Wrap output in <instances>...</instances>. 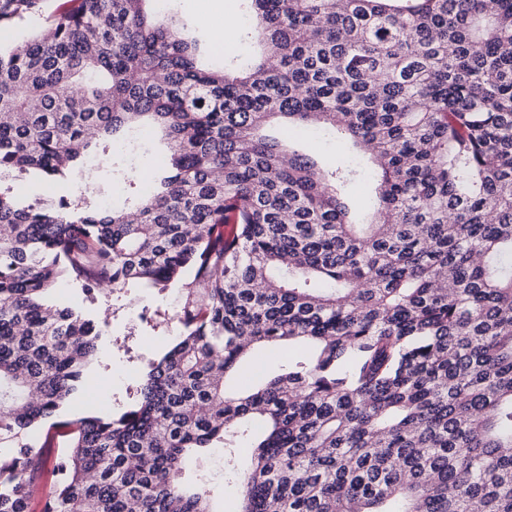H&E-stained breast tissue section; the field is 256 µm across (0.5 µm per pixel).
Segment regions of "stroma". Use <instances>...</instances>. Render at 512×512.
I'll use <instances>...</instances> for the list:
<instances>
[{
	"instance_id": "stroma-1",
	"label": "stroma",
	"mask_w": 512,
	"mask_h": 512,
	"mask_svg": "<svg viewBox=\"0 0 512 512\" xmlns=\"http://www.w3.org/2000/svg\"><path fill=\"white\" fill-rule=\"evenodd\" d=\"M181 25L198 40L203 64L219 68L225 58L243 61L253 55L256 44L247 38L241 18L240 0H166ZM223 25L226 30L223 48L211 46L207 27ZM141 150L132 179L111 177L108 169L99 168L81 185L25 181L15 184L17 196L56 202L67 199L80 203L98 183H105L114 207H122L130 192V182L144 184L153 168L161 166L167 150L159 135L150 129L137 134ZM294 146H315L323 166L333 168L350 162L345 146L315 129L291 131ZM54 302L86 313L90 318H105L107 327L100 341L98 354L88 374L97 390L83 389L77 399L65 405L59 416L64 420L79 418L91 412L113 416L126 411L137 398V389L147 372L150 360L159 358L173 343L177 329L170 316L178 303L179 292L131 287L118 293L103 289L89 293L80 284L64 282L52 295ZM192 474L201 480L213 499L223 500L226 512H233L240 489L228 480L224 470V454L215 450L192 467Z\"/></svg>"
}]
</instances>
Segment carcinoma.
<instances>
[{
  "instance_id": "cac0c4a2",
  "label": "carcinoma",
  "mask_w": 512,
  "mask_h": 512,
  "mask_svg": "<svg viewBox=\"0 0 512 512\" xmlns=\"http://www.w3.org/2000/svg\"><path fill=\"white\" fill-rule=\"evenodd\" d=\"M146 0H0V512H214L187 463L224 449L237 512H512V0H246L261 59L198 65L197 40ZM53 31L42 37L41 24ZM319 126L372 163L287 139ZM168 164L129 208L28 202L12 183L85 176L136 131ZM178 287V334L114 418L55 417L104 325L49 300ZM286 353L241 392L257 346ZM253 438L250 463L235 448ZM370 192L371 188L366 186V182L361 177L357 178L350 188L348 204L351 214L358 222L365 213ZM63 445L64 441L60 438L56 447L57 449L51 450L50 448H41L45 457L47 458V464L41 477V479L44 481L43 490L46 493V496L51 495L55 489L57 481L60 478V475L57 471V462L60 450L62 447H64Z\"/></svg>"
}]
</instances>
